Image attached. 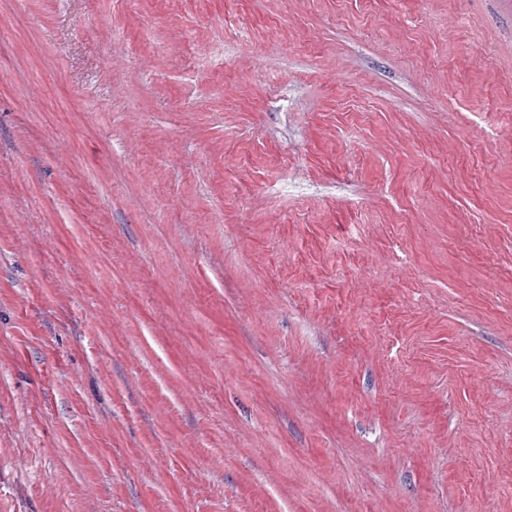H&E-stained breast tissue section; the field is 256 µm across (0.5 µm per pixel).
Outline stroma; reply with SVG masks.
<instances>
[{
    "label": "stroma",
    "instance_id": "stroma-1",
    "mask_svg": "<svg viewBox=\"0 0 512 512\" xmlns=\"http://www.w3.org/2000/svg\"><path fill=\"white\" fill-rule=\"evenodd\" d=\"M0 512H512V0H0Z\"/></svg>",
    "mask_w": 512,
    "mask_h": 512
}]
</instances>
